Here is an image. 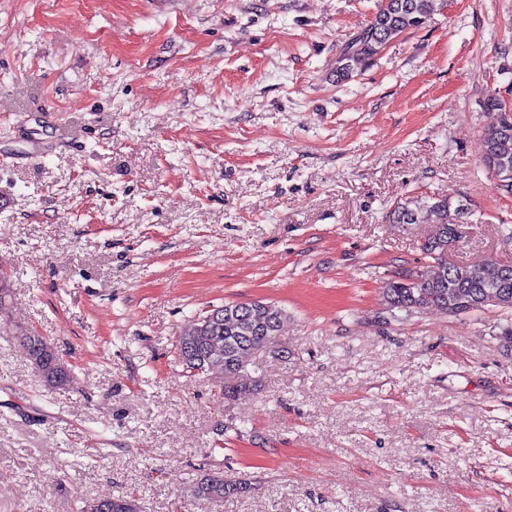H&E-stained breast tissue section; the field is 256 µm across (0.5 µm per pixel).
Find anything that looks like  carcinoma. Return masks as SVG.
Segmentation results:
<instances>
[{"instance_id": "obj_1", "label": "carcinoma", "mask_w": 512, "mask_h": 512, "mask_svg": "<svg viewBox=\"0 0 512 512\" xmlns=\"http://www.w3.org/2000/svg\"><path fill=\"white\" fill-rule=\"evenodd\" d=\"M434 0H378L376 11L354 44L343 48L332 75L342 81L356 68L367 67L393 37L423 27L430 19ZM482 107L497 114L496 123L482 132L479 154L503 190L512 192V111H506L494 91L482 100ZM473 216L463 201L436 195L408 196L397 202L386 215L391 224L431 225V235L422 251L433 261L430 275L415 278L409 274L391 278L383 288V300L393 319L421 314L429 309L449 315H465L485 309L483 300L494 293L500 299L497 309L512 312V264L488 260L478 264L448 266V248L455 245L450 224H468ZM288 312L263 300L229 302L200 313L189 321L177 337L178 362L194 375L221 376L220 396L233 400L252 390L247 372L252 354L275 342ZM0 335L14 336L24 349L28 362H41L42 381L59 388L71 383L73 375L52 343L19 327L0 324ZM195 499L221 502L242 493L234 482L220 473H206L191 489ZM80 512H140L138 500L128 494L105 495L83 502Z\"/></svg>"}]
</instances>
